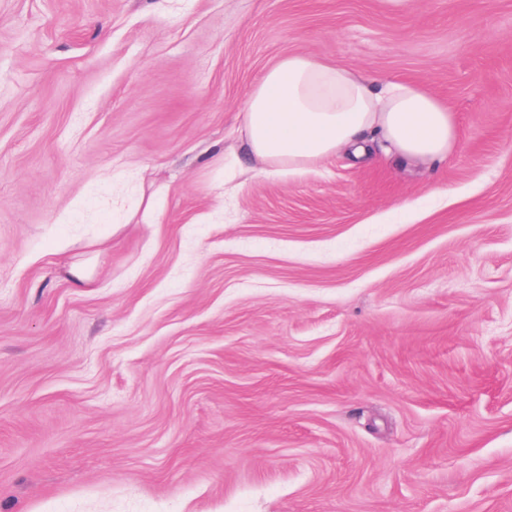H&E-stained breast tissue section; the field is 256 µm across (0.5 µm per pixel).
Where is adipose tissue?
Segmentation results:
<instances>
[{
  "instance_id": "ef3b65f1",
  "label": "adipose tissue",
  "mask_w": 512,
  "mask_h": 512,
  "mask_svg": "<svg viewBox=\"0 0 512 512\" xmlns=\"http://www.w3.org/2000/svg\"><path fill=\"white\" fill-rule=\"evenodd\" d=\"M398 159L430 166L457 139L451 110L422 86H373L360 72L308 55L270 68L249 95L243 119L247 154L266 175L311 172L344 152L367 160V133Z\"/></svg>"
}]
</instances>
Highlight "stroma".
Masks as SVG:
<instances>
[{"label": "stroma", "instance_id": "obj_1", "mask_svg": "<svg viewBox=\"0 0 512 512\" xmlns=\"http://www.w3.org/2000/svg\"><path fill=\"white\" fill-rule=\"evenodd\" d=\"M291 54L453 152L253 172ZM0 512H512V0H0Z\"/></svg>", "mask_w": 512, "mask_h": 512}]
</instances>
